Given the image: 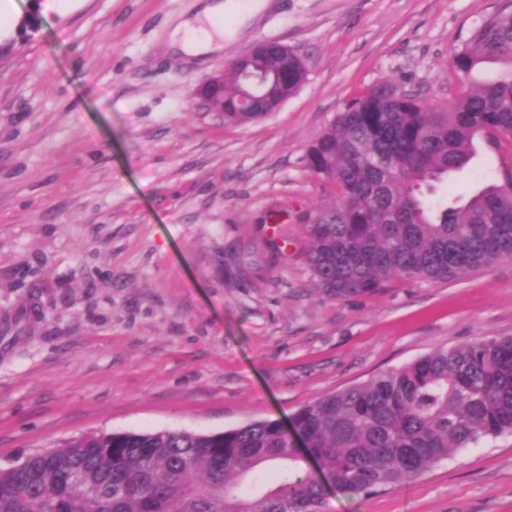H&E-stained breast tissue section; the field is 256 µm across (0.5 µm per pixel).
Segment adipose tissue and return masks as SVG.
<instances>
[{"instance_id": "adipose-tissue-1", "label": "adipose tissue", "mask_w": 512, "mask_h": 512, "mask_svg": "<svg viewBox=\"0 0 512 512\" xmlns=\"http://www.w3.org/2000/svg\"><path fill=\"white\" fill-rule=\"evenodd\" d=\"M224 16L222 0H203L193 20L178 24L170 37L171 49L189 57H200L224 47V31L219 23Z\"/></svg>"}]
</instances>
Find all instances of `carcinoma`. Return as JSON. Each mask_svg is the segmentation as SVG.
I'll return each instance as SVG.
<instances>
[{"instance_id":"carcinoma-1","label":"carcinoma","mask_w":512,"mask_h":512,"mask_svg":"<svg viewBox=\"0 0 512 512\" xmlns=\"http://www.w3.org/2000/svg\"><path fill=\"white\" fill-rule=\"evenodd\" d=\"M485 62L512 69V11L480 23L450 70L469 75ZM258 66L278 99L306 79L303 63L291 59L288 79L280 76L275 45ZM243 92L236 69L228 70L224 105ZM479 136L488 148L512 145V75L445 106L389 82L359 92L304 157L339 190L336 203L305 218L317 287L349 300L512 258V166L502 181L449 205L432 200L476 156ZM504 435H512V336L475 338L327 393L289 427L270 420L210 434L91 433L31 453L16 468L0 467V512H320L333 489L377 495ZM307 456L318 469L299 466ZM269 461L284 475L258 493ZM83 485L96 491L90 505Z\"/></svg>"}]
</instances>
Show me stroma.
Listing matches in <instances>:
<instances>
[{
	"label": "stroma",
	"instance_id": "35a3bbf8",
	"mask_svg": "<svg viewBox=\"0 0 512 512\" xmlns=\"http://www.w3.org/2000/svg\"><path fill=\"white\" fill-rule=\"evenodd\" d=\"M199 0H15L0 37V462L89 432L289 422L326 393L440 346L512 335V258L348 301L315 285L303 233L338 200L307 147L391 80L445 105L452 54L512 0H225L236 29L170 52ZM304 61L275 112L225 123L194 89L259 41ZM480 149L449 198L498 177ZM321 512H512V437Z\"/></svg>",
	"mask_w": 512,
	"mask_h": 512
}]
</instances>
